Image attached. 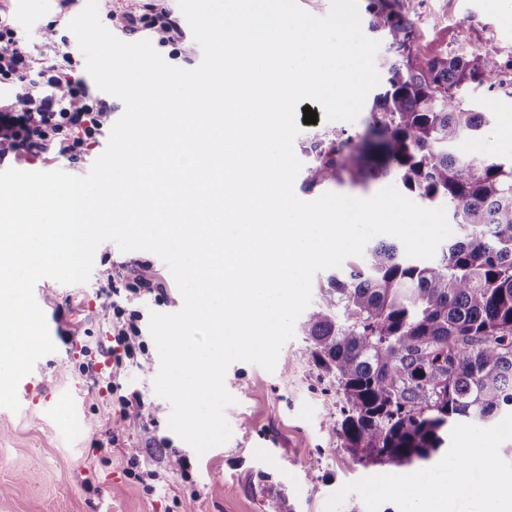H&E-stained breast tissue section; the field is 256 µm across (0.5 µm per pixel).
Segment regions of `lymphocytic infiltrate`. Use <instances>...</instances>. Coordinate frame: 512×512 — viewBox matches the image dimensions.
<instances>
[{
  "instance_id": "f902f5d3",
  "label": "lymphocytic infiltrate",
  "mask_w": 512,
  "mask_h": 512,
  "mask_svg": "<svg viewBox=\"0 0 512 512\" xmlns=\"http://www.w3.org/2000/svg\"><path fill=\"white\" fill-rule=\"evenodd\" d=\"M116 26L136 34L152 31L162 46H179L184 33L168 12L156 9L152 0H143L140 12L112 15ZM51 59H36L27 48L22 31L9 16L0 15V84L16 85L14 97L0 98V163L40 157L63 158L74 162L86 147L95 143L112 117V105L93 95L86 84L75 78L71 66L76 50L59 36L54 26L43 32ZM110 289L101 309L110 323L105 340L83 345L80 375L98 383L104 371L119 373L125 362H137L147 343L140 326L141 314L131 304L151 291L153 281L145 273L106 269ZM112 357L110 369H103L102 357Z\"/></svg>"
}]
</instances>
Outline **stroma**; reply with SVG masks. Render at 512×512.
I'll list each match as a JSON object with an SVG mask.
<instances>
[{"instance_id": "stroma-1", "label": "stroma", "mask_w": 512, "mask_h": 512, "mask_svg": "<svg viewBox=\"0 0 512 512\" xmlns=\"http://www.w3.org/2000/svg\"><path fill=\"white\" fill-rule=\"evenodd\" d=\"M400 5L416 25L419 58L460 47L495 58L500 71L494 82L468 83L466 95L476 109L489 112L494 125L512 117V0H400ZM82 9L79 2L67 6L62 0H12L10 5L31 46L41 45L49 24L67 30ZM312 109L316 123L303 125L294 141L302 163L294 183L300 199L312 201L326 192L368 198L386 186H400L391 169L364 184L331 181L306 190L315 165L313 137L360 140L369 118L363 109L354 122L330 121L320 104ZM109 266L150 269L159 288L136 301L142 313H174L182 306L172 274L157 255L124 252L110 241L96 249L86 283L63 285L49 278L36 283L34 296L57 350L20 380L18 411L0 408V512H283L287 507L292 512H425L422 501L379 493L391 466L353 462L337 433L343 393L333 375L316 364L303 315L274 371L244 361L229 366L225 386L236 402L225 411L232 429L226 443L199 455L170 429L171 406L154 390L160 360L152 345L144 367L128 365L120 376L124 392L143 399L142 419L107 444L117 409L105 389L79 376L77 366L82 345L108 328L97 294ZM68 332L75 342H64ZM465 436L476 448L466 470L473 486L481 485L486 465L512 472V436H502L492 425L465 422L455 428L451 450L425 465L400 467V474L429 488L449 487L460 470L455 445ZM487 448L492 458H485ZM133 455L153 463L159 474L153 489L126 477ZM175 455L190 462V481L170 468Z\"/></svg>"}]
</instances>
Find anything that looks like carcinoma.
Returning a JSON list of instances; mask_svg holds the SVG:
<instances>
[{
    "label": "carcinoma",
    "mask_w": 512,
    "mask_h": 512,
    "mask_svg": "<svg viewBox=\"0 0 512 512\" xmlns=\"http://www.w3.org/2000/svg\"><path fill=\"white\" fill-rule=\"evenodd\" d=\"M366 13L386 44L385 89L360 142H313L311 184L392 166L407 190L447 203L464 239L427 264L395 243L369 245L328 281L346 320L321 308L307 335L346 398L340 436L354 462L402 466L429 460L459 422L512 417V160L459 152L489 123L462 87L492 78L497 62L464 49L421 62L399 0H368Z\"/></svg>",
    "instance_id": "carcinoma-1"
}]
</instances>
